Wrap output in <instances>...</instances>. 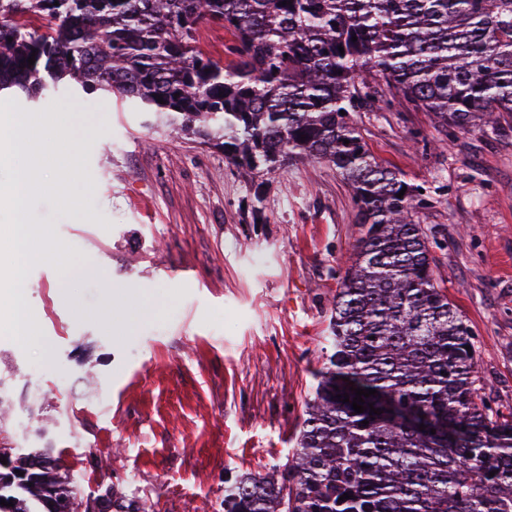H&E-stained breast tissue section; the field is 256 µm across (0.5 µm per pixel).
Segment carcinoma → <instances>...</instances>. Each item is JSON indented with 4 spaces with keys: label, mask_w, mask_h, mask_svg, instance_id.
<instances>
[{
    "label": "carcinoma",
    "mask_w": 512,
    "mask_h": 512,
    "mask_svg": "<svg viewBox=\"0 0 512 512\" xmlns=\"http://www.w3.org/2000/svg\"><path fill=\"white\" fill-rule=\"evenodd\" d=\"M204 26L231 36L234 59L202 53ZM59 88L118 95L254 175L318 161L351 188L363 234L332 353L285 462L225 481L224 512H512V412L479 395L475 335L415 219L419 188L352 119L399 98L448 131L495 126L512 112V0H0V92L28 104ZM355 388L377 390L362 413L337 398ZM382 404L412 418L368 410ZM3 457L0 512H151L112 487L85 498L46 448L0 442Z\"/></svg>",
    "instance_id": "cac0c4a2"
}]
</instances>
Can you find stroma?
I'll use <instances>...</instances> for the list:
<instances>
[{"label": "stroma", "instance_id": "35a3bbf8", "mask_svg": "<svg viewBox=\"0 0 512 512\" xmlns=\"http://www.w3.org/2000/svg\"><path fill=\"white\" fill-rule=\"evenodd\" d=\"M72 103L0 95L71 128L66 142L41 129L29 159L35 182L70 197L27 204L43 231L25 273L37 342L15 333L0 288L10 432L51 448L85 496L114 484L155 512H224L226 475L267 471L294 445L360 237L352 191L320 162L257 180L116 97ZM356 121L377 161L422 189L417 219L476 336L481 392L512 410V113L450 133L396 104ZM87 262L98 277L76 275Z\"/></svg>", "mask_w": 512, "mask_h": 512}]
</instances>
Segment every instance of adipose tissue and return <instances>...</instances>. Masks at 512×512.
I'll list each match as a JSON object with an SVG mask.
<instances>
[{
	"instance_id": "obj_1",
	"label": "adipose tissue",
	"mask_w": 512,
	"mask_h": 512,
	"mask_svg": "<svg viewBox=\"0 0 512 512\" xmlns=\"http://www.w3.org/2000/svg\"><path fill=\"white\" fill-rule=\"evenodd\" d=\"M34 129L27 117L13 112L0 114V147L5 148L14 167V179L9 190V199L15 223V264L13 278L16 286H23L25 266L37 256L36 244L41 235L38 228L27 224L26 204L30 194L38 185L30 175L29 148Z\"/></svg>"
}]
</instances>
